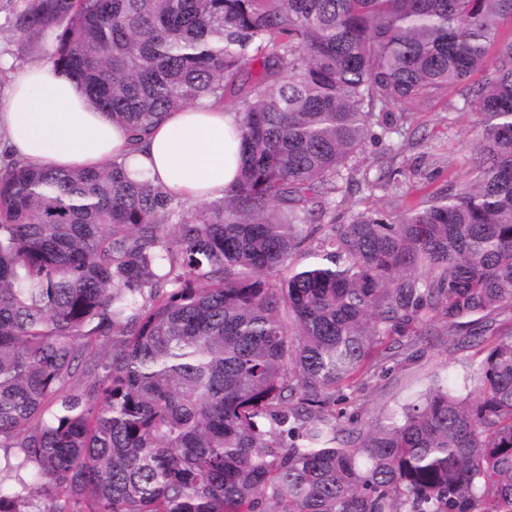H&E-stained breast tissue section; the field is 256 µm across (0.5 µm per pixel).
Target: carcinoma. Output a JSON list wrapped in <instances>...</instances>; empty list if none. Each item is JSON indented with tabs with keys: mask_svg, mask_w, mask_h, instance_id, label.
Returning <instances> with one entry per match:
<instances>
[{
	"mask_svg": "<svg viewBox=\"0 0 512 512\" xmlns=\"http://www.w3.org/2000/svg\"><path fill=\"white\" fill-rule=\"evenodd\" d=\"M512 0H10L133 145L234 99L201 205L95 169L0 164V512H512ZM498 46L489 59V49ZM449 87L466 178L394 220L354 159ZM380 133H375V129ZM478 347L389 417L350 390L433 315ZM14 473L7 483L1 472Z\"/></svg>",
	"mask_w": 512,
	"mask_h": 512,
	"instance_id": "obj_1",
	"label": "carcinoma"
}]
</instances>
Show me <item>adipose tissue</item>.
<instances>
[{
    "instance_id": "adipose-tissue-1",
    "label": "adipose tissue",
    "mask_w": 512,
    "mask_h": 512,
    "mask_svg": "<svg viewBox=\"0 0 512 512\" xmlns=\"http://www.w3.org/2000/svg\"><path fill=\"white\" fill-rule=\"evenodd\" d=\"M240 117L209 101L171 112L138 147L52 61L21 69L0 97V154L74 169L126 161L151 182L195 202L236 181Z\"/></svg>"
}]
</instances>
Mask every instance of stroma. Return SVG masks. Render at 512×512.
Listing matches in <instances>:
<instances>
[{
    "mask_svg": "<svg viewBox=\"0 0 512 512\" xmlns=\"http://www.w3.org/2000/svg\"><path fill=\"white\" fill-rule=\"evenodd\" d=\"M6 0H0V56L9 58L15 68L42 59L50 48L48 40L20 41L5 23ZM459 101L456 90L436 97L419 112L408 113L404 134H391L382 141L368 143L359 157L361 170L376 173L386 161L399 170L396 189L373 187L353 195H337L336 210L348 214L365 209H383L391 213L402 210V194L424 183L429 190L447 187L464 177L470 167L472 145L480 133V116L455 110ZM397 146V158H390V146ZM414 356H399L385 366L372 370L352 394L348 413L359 423L393 412L413 393L425 388L436 376L455 375L462 362L472 355L471 349L450 346L446 337L425 336Z\"/></svg>",
    "mask_w": 512,
    "mask_h": 512,
    "instance_id": "35a3bbf8",
    "label": "stroma"
}]
</instances>
